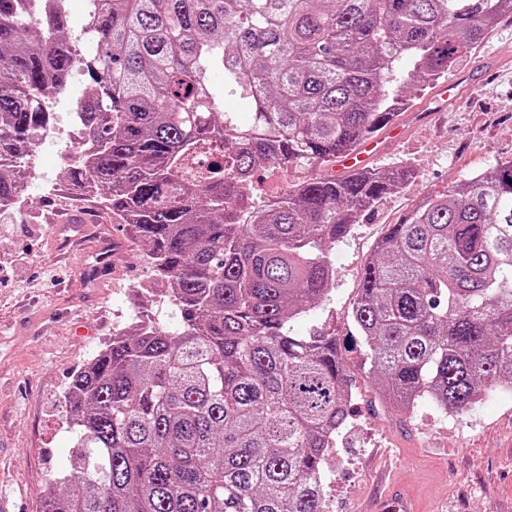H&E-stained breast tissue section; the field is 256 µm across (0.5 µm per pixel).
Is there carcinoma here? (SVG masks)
Here are the masks:
<instances>
[{"instance_id":"1","label":"carcinoma","mask_w":512,"mask_h":512,"mask_svg":"<svg viewBox=\"0 0 512 512\" xmlns=\"http://www.w3.org/2000/svg\"><path fill=\"white\" fill-rule=\"evenodd\" d=\"M505 16L512 0H87L79 48L65 8L0 0V209L55 124L49 99L84 77L63 179L144 247L177 315L175 332L147 316L114 334L73 374L66 491L43 512H323L348 370L332 332L294 323L333 287L336 245L417 174L310 172ZM262 166L309 175L257 207ZM351 319L374 390L407 411L460 413L512 385V160L388 225Z\"/></svg>"}]
</instances>
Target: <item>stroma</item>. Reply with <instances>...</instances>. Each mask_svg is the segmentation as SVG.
Segmentation results:
<instances>
[{
  "mask_svg": "<svg viewBox=\"0 0 512 512\" xmlns=\"http://www.w3.org/2000/svg\"><path fill=\"white\" fill-rule=\"evenodd\" d=\"M482 79L434 118L404 113L402 136L387 138L374 166L404 163L417 178L361 217L332 253L335 286L310 320L336 332L353 397L345 428L323 463L325 512H367L388 481L406 485L425 512H512V393L493 389L462 413L427 400L413 412L375 395L350 312L367 257L389 224L424 195L448 189L512 159V18H503L453 76ZM70 155L42 147L26 177L23 206L0 212V497L13 512H42L74 446L61 429V405L73 376L134 323L133 289L149 270L122 226L72 191H49ZM88 215L82 237L59 213Z\"/></svg>",
  "mask_w": 512,
  "mask_h": 512,
  "instance_id": "stroma-1",
  "label": "stroma"
}]
</instances>
